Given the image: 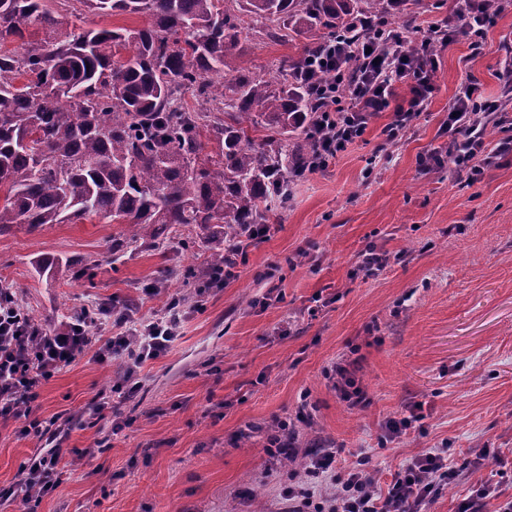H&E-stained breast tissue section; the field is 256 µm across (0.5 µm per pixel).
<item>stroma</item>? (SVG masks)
Listing matches in <instances>:
<instances>
[{
  "label": "stroma",
  "instance_id": "1",
  "mask_svg": "<svg viewBox=\"0 0 512 512\" xmlns=\"http://www.w3.org/2000/svg\"><path fill=\"white\" fill-rule=\"evenodd\" d=\"M50 6L83 28L150 24L142 14H76L69 0ZM383 19L416 42L435 21L456 31L438 49L420 116L388 145L381 130L393 113H379L326 171L295 180L235 277L210 291L203 310H188L164 355L138 368L132 397L112 392L122 358L95 356L102 332L40 387L33 416L66 425L63 475L37 512H284L288 472L263 432L278 421L300 441L319 436L342 449L343 465L365 461L381 489L416 455L444 448L456 460L488 449L425 512H458L480 480L512 495V155L472 185L431 158L448 144L443 124L461 83L475 81L512 109L499 78L512 55V8L478 36L453 0H394ZM305 45L254 31L233 65L267 77L296 64ZM126 233L98 217L12 225L0 231V286L55 329L98 305L145 320L183 295L185 270L204 269L213 251L196 224L157 242L130 243ZM370 246L390 260L366 277L354 267ZM272 288L281 299L267 300ZM342 360L354 363L363 407L336 393L328 371ZM105 397L120 416L91 418ZM409 414L412 428L388 440L385 421ZM20 427L0 420V512H28L19 465L51 447ZM84 448L96 449L94 460Z\"/></svg>",
  "mask_w": 512,
  "mask_h": 512
}]
</instances>
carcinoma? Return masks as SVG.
<instances>
[{"instance_id":"carcinoma-1","label":"carcinoma","mask_w":512,"mask_h":512,"mask_svg":"<svg viewBox=\"0 0 512 512\" xmlns=\"http://www.w3.org/2000/svg\"><path fill=\"white\" fill-rule=\"evenodd\" d=\"M75 2L152 24L71 28L47 0H0V43L21 40L0 51V231L96 216L129 225L132 242L170 224H215L224 242L237 241L267 223L288 175L304 168L315 105L292 67L228 77V59L254 22L274 24L283 41L313 39L386 9L385 0ZM32 29L42 37L24 41ZM188 93L199 110L184 107Z\"/></svg>"}]
</instances>
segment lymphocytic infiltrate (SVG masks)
<instances>
[{"label":"lymphocytic infiltrate","instance_id":"1","mask_svg":"<svg viewBox=\"0 0 512 512\" xmlns=\"http://www.w3.org/2000/svg\"><path fill=\"white\" fill-rule=\"evenodd\" d=\"M454 35L447 23L433 24L413 48L408 30L378 20L362 24L354 35L337 32L309 53L297 71L318 103L309 172L328 169L338 154L364 134L370 119L386 109H393L394 118L381 131L384 142L391 145L401 140L433 91L436 46L450 43ZM401 86L408 90L407 104L392 107ZM448 112V145L435 159L447 161L456 176L475 183L486 166L512 153V111L499 100L482 97L475 85L467 84ZM491 125L507 133L492 145L486 141ZM479 155L484 156V165L475 164ZM14 298L12 289L0 288V418L23 419L22 435L51 442L59 438L61 427L32 417L26 404L36 399L43 382L85 353L92 343L91 329H104L107 322L86 314L54 332L18 309ZM184 314L182 301L174 298L162 313L145 321L120 315L114 321L116 334L106 339L96 355L103 362L123 355L129 367H137L169 348L180 334ZM341 454L338 448L323 449L311 459L306 481L283 488L289 512H423L457 472L446 450L428 452L403 464L382 493L363 467L340 468ZM60 460L56 449L21 462L18 473L25 487L43 495L54 489L61 477Z\"/></svg>","mask_w":512,"mask_h":512}]
</instances>
